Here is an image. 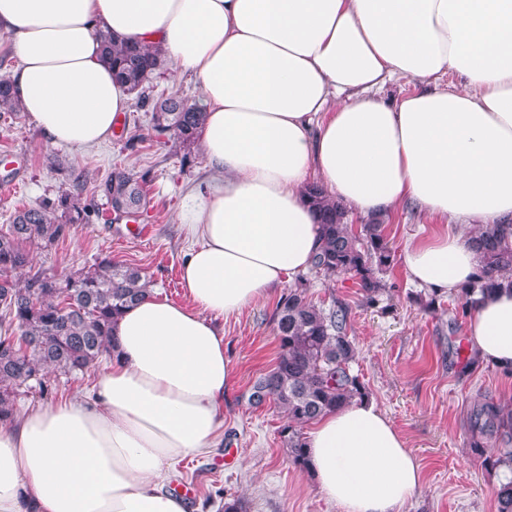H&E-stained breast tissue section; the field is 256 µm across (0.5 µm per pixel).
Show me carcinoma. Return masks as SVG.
Masks as SVG:
<instances>
[{"label":"carcinoma","mask_w":512,"mask_h":512,"mask_svg":"<svg viewBox=\"0 0 512 512\" xmlns=\"http://www.w3.org/2000/svg\"><path fill=\"white\" fill-rule=\"evenodd\" d=\"M102 53L112 76L134 92L143 87L165 64L159 49L138 42L101 34ZM138 104L151 109L154 130L182 144L192 145L201 135L203 107L182 98L169 97L154 103L146 97ZM0 109L15 112L19 104L13 82L0 79ZM69 189L47 197L34 207L15 212L6 228H0V423L16 419L19 387L41 381V372L51 367L65 375L80 374L104 356H112V329L118 317L150 289L139 270L118 264L105 255L70 275L60 278L37 271L20 286L13 273L28 264L30 249H49L70 232L74 224H91L98 216L95 198L106 200L121 215H133L141 203L139 183L149 171L134 176L115 169L82 199L83 175L58 167ZM310 205L319 215L321 247L314 270L325 276L350 274L358 279L366 302H377L383 291L379 274L393 266L392 248L384 234L383 221L373 218L356 230L348 211L331 199L318 183L306 190ZM482 256V266L473 282L459 293L455 308L467 316L478 297L495 290L512 289V228L487 225L473 238ZM351 308L336 300L323 309L312 304L305 291L288 292L277 304L274 321L279 340L275 366L261 374L251 387L260 391L288 414L282 429L288 458L305 466L304 438L300 427L341 410L368 396L367 388L352 364L356 346L349 336ZM470 445L489 471L512 470V408L491 399L475 403L469 414ZM497 512H512V479L499 484Z\"/></svg>","instance_id":"1"}]
</instances>
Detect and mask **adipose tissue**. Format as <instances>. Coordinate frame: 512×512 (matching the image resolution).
Here are the masks:
<instances>
[{
	"mask_svg": "<svg viewBox=\"0 0 512 512\" xmlns=\"http://www.w3.org/2000/svg\"><path fill=\"white\" fill-rule=\"evenodd\" d=\"M103 30L162 49L200 84L211 178L179 212L196 242L186 300L151 293L122 313L94 403L67 397L0 425V512H189L164 484L224 424L232 366L216 321L311 267L310 180L361 217L407 204L439 220L402 262L440 295L474 280L479 229L512 223V0H0L16 98L51 143L97 145L128 108ZM448 72L464 84L437 88ZM397 77L415 90L384 100ZM467 336L478 363L512 369V290L481 299ZM305 451L341 512H400L422 483L366 398L318 418Z\"/></svg>",
	"mask_w": 512,
	"mask_h": 512,
	"instance_id": "obj_1",
	"label": "adipose tissue"
}]
</instances>
